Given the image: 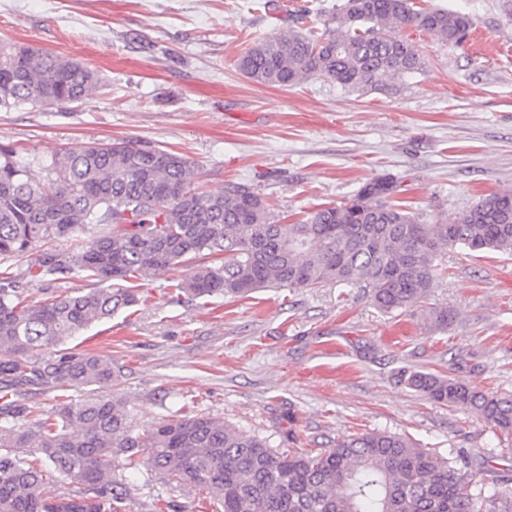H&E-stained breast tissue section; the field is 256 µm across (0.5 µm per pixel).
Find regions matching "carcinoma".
<instances>
[{
	"label": "carcinoma",
	"mask_w": 512,
	"mask_h": 512,
	"mask_svg": "<svg viewBox=\"0 0 512 512\" xmlns=\"http://www.w3.org/2000/svg\"><path fill=\"white\" fill-rule=\"evenodd\" d=\"M407 28L453 47L470 18L410 0H344L323 29L288 27L237 59L254 83L292 87L318 76L348 90L379 89L423 68ZM91 67L0 42V109L82 103L101 88ZM399 184L373 179L346 201L283 224L260 193L233 183L198 190L181 155L136 140L92 144L52 158L36 179L0 147V261L41 247L33 278L67 273L90 288L26 303L0 273V512H129L126 472L206 494L216 512H512L506 481L476 483L461 456L445 458L409 438L362 432L319 451L279 452L259 436L208 416L162 419L139 431L112 393V359L61 348L72 336L140 300L135 283L190 266L177 290L196 299L260 288H363L385 313L419 310L435 330L453 322L426 307L442 252L512 256V189L481 198L454 224H430L394 203ZM104 226L99 231L97 227ZM204 256L217 262L198 263ZM399 380L428 400L474 412L512 436V397L461 380L404 369ZM84 390L44 410L35 391ZM84 488L48 500L51 472Z\"/></svg>",
	"instance_id": "cac0c4a2"
}]
</instances>
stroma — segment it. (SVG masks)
Returning a JSON list of instances; mask_svg holds the SVG:
<instances>
[{
	"label": "stroma",
	"mask_w": 512,
	"mask_h": 512,
	"mask_svg": "<svg viewBox=\"0 0 512 512\" xmlns=\"http://www.w3.org/2000/svg\"><path fill=\"white\" fill-rule=\"evenodd\" d=\"M337 0H0V40L97 70L105 87L81 104L0 111V146L34 176L54 155L126 139L186 158L204 190L243 183L293 223L367 181L401 184L406 210L452 223L479 198L512 188V0H413L466 14L461 48L411 32L420 73L349 91L313 76L258 85L236 59L297 19L321 27ZM35 254L9 259L30 301L85 287L30 277ZM427 305L452 310L448 331L385 314L357 288H262L209 302L178 294L176 266L138 305L71 339L121 366L114 393L146 429L169 415L223 418L280 451L319 450L354 433L404 434L441 456L467 457L479 481L512 479V440L472 412L432 402L400 370L459 378L512 395V256L446 250ZM131 512L159 498L214 512L198 491L145 473L127 477Z\"/></svg>",
	"instance_id": "1"
}]
</instances>
